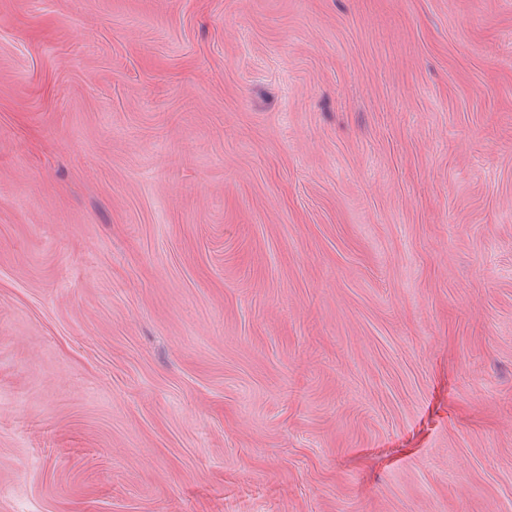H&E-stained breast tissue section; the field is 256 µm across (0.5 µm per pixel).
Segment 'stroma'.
<instances>
[{
    "label": "stroma",
    "instance_id": "stroma-1",
    "mask_svg": "<svg viewBox=\"0 0 512 512\" xmlns=\"http://www.w3.org/2000/svg\"><path fill=\"white\" fill-rule=\"evenodd\" d=\"M0 512H512V0H0Z\"/></svg>",
    "mask_w": 512,
    "mask_h": 512
}]
</instances>
